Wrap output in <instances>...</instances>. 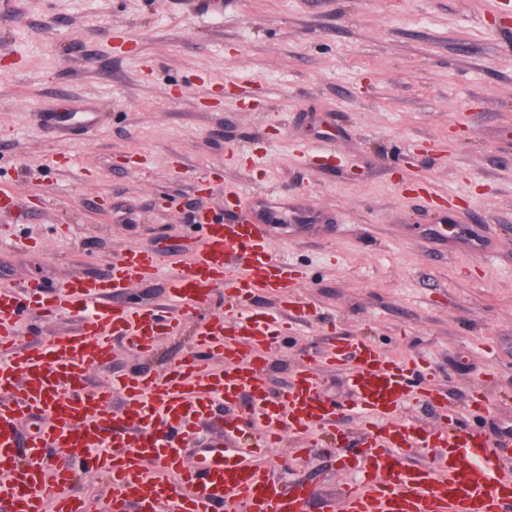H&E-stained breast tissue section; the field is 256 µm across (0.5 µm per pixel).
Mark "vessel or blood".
I'll use <instances>...</instances> for the list:
<instances>
[{
  "label": "vessel or blood",
  "instance_id": "obj_1",
  "mask_svg": "<svg viewBox=\"0 0 512 512\" xmlns=\"http://www.w3.org/2000/svg\"><path fill=\"white\" fill-rule=\"evenodd\" d=\"M197 223L196 257L169 278L164 299L203 318L193 347L162 374L89 378L118 347L144 356L179 330L155 306L118 301L133 282L153 277L155 250L127 247L108 274L74 275L53 290L30 280L21 291H0V512H90L74 488L88 471L107 481L108 512H308L312 485L283 481L261 458L285 436L337 427L341 409L318 392L323 367L346 372L362 431L354 442L337 434L342 468L356 481L323 500L321 512H512V478L478 434L456 427V408L422 362L398 365L367 337L334 336L320 366L298 363L285 395H276L265 348L305 316L295 297L302 273L273 255L266 226L249 215L226 222L203 212ZM219 287L225 313L209 309ZM260 295L273 312L250 310ZM64 308L87 313L75 331L19 344L20 315L49 318ZM204 354L219 368L202 365ZM217 400L237 412L224 423L226 446L189 462L182 442L191 421L209 416ZM421 400L437 412L438 427L402 420ZM33 418L36 430L22 434ZM61 448L66 465L46 468ZM421 448L432 449L431 459L416 461Z\"/></svg>",
  "mask_w": 512,
  "mask_h": 512
}]
</instances>
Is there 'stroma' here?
<instances>
[{
	"label": "stroma",
	"mask_w": 512,
	"mask_h": 512,
	"mask_svg": "<svg viewBox=\"0 0 512 512\" xmlns=\"http://www.w3.org/2000/svg\"><path fill=\"white\" fill-rule=\"evenodd\" d=\"M99 114L60 129L47 112ZM249 210L309 314L267 349L275 391L330 331L424 357L489 454L512 434V0H0V290L101 276L125 247L193 260L196 214ZM195 318L153 355L165 371ZM331 430L271 448L341 495ZM308 447L303 460L291 451Z\"/></svg>",
	"instance_id": "stroma-1"
}]
</instances>
